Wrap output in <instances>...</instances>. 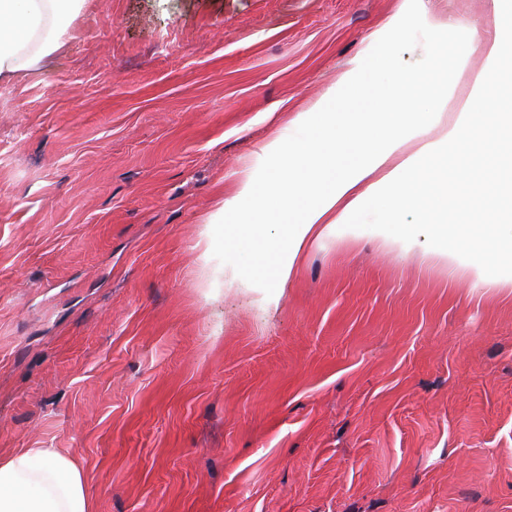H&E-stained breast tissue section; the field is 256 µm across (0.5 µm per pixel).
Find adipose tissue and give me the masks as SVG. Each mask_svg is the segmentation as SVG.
<instances>
[{
	"mask_svg": "<svg viewBox=\"0 0 512 512\" xmlns=\"http://www.w3.org/2000/svg\"><path fill=\"white\" fill-rule=\"evenodd\" d=\"M84 0H0V80L48 64L66 32L67 16ZM493 34L480 20L440 17L427 0H401L387 22L367 37L343 71L334 94L297 113L289 138H274L264 152L283 159L264 182L237 181L233 195L209 213L200 246L216 235L251 243L256 218H280L283 245L276 255L280 278H289L303 250L333 233L368 232L408 252L413 232L402 210L417 203L423 180H446L434 203L436 234L448 241L437 261L473 287H512V270H496L497 257L512 260V0H491ZM413 28L451 34L460 63L480 53L467 72L468 92L441 90L432 73L379 71L381 47ZM391 94L373 96L377 84ZM359 110L336 121V99ZM389 120L371 124L367 114ZM0 512H91L84 474L52 448H24L0 459Z\"/></svg>",
	"mask_w": 512,
	"mask_h": 512,
	"instance_id": "obj_1",
	"label": "adipose tissue"
}]
</instances>
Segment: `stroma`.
<instances>
[{
  "label": "stroma",
  "mask_w": 512,
  "mask_h": 512,
  "mask_svg": "<svg viewBox=\"0 0 512 512\" xmlns=\"http://www.w3.org/2000/svg\"><path fill=\"white\" fill-rule=\"evenodd\" d=\"M399 0H85L0 82V458L54 448L92 512H512V289L312 244L286 282L196 242L235 172L337 83ZM410 31L385 69H437Z\"/></svg>",
  "instance_id": "obj_1"
}]
</instances>
